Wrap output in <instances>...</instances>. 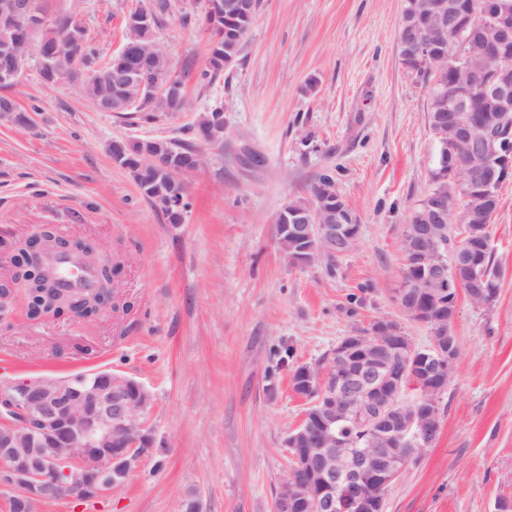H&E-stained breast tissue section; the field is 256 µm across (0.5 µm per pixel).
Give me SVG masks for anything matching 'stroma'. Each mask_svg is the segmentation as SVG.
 <instances>
[{
	"mask_svg": "<svg viewBox=\"0 0 512 512\" xmlns=\"http://www.w3.org/2000/svg\"><path fill=\"white\" fill-rule=\"evenodd\" d=\"M140 0H41L48 18L84 22L102 58L120 51L124 19ZM404 0H260L238 63L212 85L189 80L183 111L144 121L101 112L74 84L43 83L37 58L0 87L31 128L0 125V283L6 253L44 224L59 236L98 241L117 270L119 311L91 319L0 324V377L37 380L97 370L130 376L152 394L155 446L110 496L39 504L37 512H273L292 456L288 432L308 402L289 375L266 381L282 347L294 363L331 352L378 317L416 346L430 332L394 302L401 231L430 186L435 143L427 87L406 70L397 34ZM157 31L174 74L205 64L209 33L198 0ZM316 86H309V79ZM217 108L226 134L184 176L191 209L166 223L112 162L115 139L195 142L199 112ZM264 167H241L242 146ZM358 215L357 248L334 270L291 266L274 238L277 214L321 174ZM502 269L492 305L459 298L455 377L442 397L434 447L392 483L384 512H512V180L492 221ZM367 286L357 318L349 294Z\"/></svg>",
	"mask_w": 512,
	"mask_h": 512,
	"instance_id": "35a3bbf8",
	"label": "stroma"
}]
</instances>
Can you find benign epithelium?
<instances>
[{
    "label": "benign epithelium",
    "mask_w": 512,
    "mask_h": 512,
    "mask_svg": "<svg viewBox=\"0 0 512 512\" xmlns=\"http://www.w3.org/2000/svg\"><path fill=\"white\" fill-rule=\"evenodd\" d=\"M258 0H224L228 15L257 11ZM404 21L405 45L411 55L421 56L432 75L448 65V56L437 51L444 38L460 36L467 47L458 78L433 81L440 99H448V114L434 118L438 127L435 143L454 160L448 181L463 184L480 207L463 208L457 198H435L406 225L402 247L413 268L422 269L417 285L396 289L395 301L410 318H421L429 305L439 317L434 320L430 345L417 348L403 336L396 321L381 317L366 333H354L337 345L333 371L316 363H303L300 381L318 390L310 402L320 425V435L307 427L290 432L285 444L301 457L311 480L305 493L291 474L280 478L274 512H293L302 505L308 512H369L371 489L387 488L418 460L438 437L442 420L436 407L447 389L459 355L452 325L457 295L443 297L442 287L453 283L465 289L476 304L486 300L485 280L479 276L472 250L442 252L438 248L448 222L480 224L484 213L498 208L499 188L487 174L493 143L483 136V124L465 121L460 113L479 97L495 112H512V5L505 0H408ZM153 12L143 6L127 18L134 31L152 24ZM40 21L34 0H4L0 4V27L32 28ZM481 54L474 61V52ZM28 54L0 46V82L15 83L24 73ZM138 79L149 99L182 96L176 76L162 89L147 82L135 68L115 73L117 81ZM211 140H224V113L206 126ZM146 167L159 177L174 179L201 165L196 154L185 163L169 154L148 148ZM281 215L287 233L299 246L288 262L306 268L322 261L328 265L350 253L361 235L359 218L341 205L316 196L304 210L283 206ZM59 247L58 238L37 232L10 247L13 279L0 284V319L26 290L43 295L47 313L61 309L78 319L110 310L115 271L112 259L90 243L89 256L103 273L97 295L67 297L54 291L42 257ZM132 379L110 371L34 382L0 380V489L12 491L15 512H35L42 502L69 499L86 502L105 498L123 484L141 457L140 449L153 444L147 423L151 393ZM372 418L371 445L353 448L340 424L353 412Z\"/></svg>",
    "instance_id": "1"
}]
</instances>
